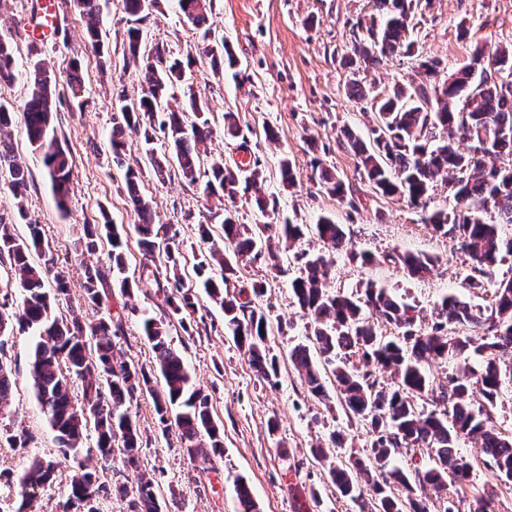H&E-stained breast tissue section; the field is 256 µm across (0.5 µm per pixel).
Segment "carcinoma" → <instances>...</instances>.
Masks as SVG:
<instances>
[{"label": "carcinoma", "mask_w": 512, "mask_h": 512, "mask_svg": "<svg viewBox=\"0 0 512 512\" xmlns=\"http://www.w3.org/2000/svg\"><path fill=\"white\" fill-rule=\"evenodd\" d=\"M81 14L89 18L83 33L88 49L103 57L99 27V0H72ZM374 14L361 27L344 61L359 69H372L382 59L404 54L413 56L409 41L414 28L413 0H373ZM156 0H123L125 50L128 60L144 63L141 95L122 99L119 121L112 127L111 147L120 156L129 134L149 146L147 158L154 176L163 180L171 168L194 183L206 177L205 191L224 197V208L210 220L224 228V248H212L198 266V275L216 266L221 276L202 281L211 300L224 313V329L244 349L249 362L263 379L277 374L276 357L267 340L271 320L254 299L264 286L251 284L253 298L240 299L231 293L237 288V264L244 258L262 254L277 259V239L289 243L311 230L323 242L344 251L363 265L377 262L367 251L348 247L342 225L322 216L312 226L293 224H242L237 218V198L262 178L258 160L248 168L231 167L215 159L201 170L198 145L211 141L215 132L205 113L208 107L193 90H188L186 107L172 108L169 92L184 80L185 65L169 59L159 44L146 46L140 27ZM185 19L199 34L198 49L208 57L214 73L237 66V59L224 37L215 35L208 25L211 0H179ZM28 71L30 91L22 109L27 139L42 158L60 213L67 212L72 190L70 150L56 135L52 113L62 103L63 94L56 73L37 58ZM89 60L73 58L65 70L70 90L81 87ZM416 74L407 84H397L375 108L376 122L369 141L352 130L344 132L342 146L353 153L356 166L384 196L398 195L412 207L426 206L429 191L438 176H452L455 208L428 214L426 223L440 235L457 242L468 261L465 281L468 288L483 290L492 280L503 241L496 224H486L479 212L493 209L502 224H512V51L501 50L490 56L475 45L468 63L447 74L437 59L416 60ZM16 79L12 39L0 35V85ZM193 114L190 121L187 114ZM14 108L0 102V171L8 173V184L15 196L29 187V172L14 155L4 129L12 123ZM162 134L168 151L158 157L150 144ZM224 138L238 141L237 149L249 153V145L234 116H224ZM470 143L462 153L456 142ZM498 155L511 158L504 166H487ZM314 179L320 188L339 201L346 200L345 183L322 159L313 163ZM143 173L128 169L125 178L127 200L135 215L138 248L145 260L159 249L161 227L154 224L151 206L140 194ZM348 201V200H346ZM354 206L353 201H348ZM106 236L109 271L98 267L85 271L83 305L101 308L108 299V283L128 295L133 287L157 288L164 296V317L142 320L143 333L154 353L155 369L146 370L133 363L117 361L114 338L123 331L122 320L100 317L89 320L81 308L69 300L65 276L55 271V259L44 256L31 261L32 253L42 251L39 224L28 223V235H15L10 226L0 223V256L10 260L17 288L23 296L18 311L0 307V341L11 339L14 330L35 336L30 357V376L36 398L56 432L62 452L81 448L88 423H93L95 449L100 459L112 460L120 452L123 481L110 483L94 470L78 464L65 504L66 512H100V501L116 493L132 498L134 512H163L157 481L141 470V454L148 440L128 405L140 395L151 397L157 426L165 435L178 432L183 451L191 458L223 454L224 431L214 418L209 395L198 387L181 354L168 340L172 321L185 323L195 312L192 287L178 275L161 282L143 265L139 278L125 275L127 260L124 240L118 227H87L82 249L93 253L98 240ZM403 270L412 278L432 272L433 260L413 253L396 255ZM330 262L323 256L304 261L301 275L291 281L296 304L313 320L311 344L299 343L289 353L291 362L311 395L326 399L323 371L334 377L336 393L345 412L368 429L371 440L366 459H355L331 470L339 494L358 504L365 512V496H371L376 512H430V496L443 499L444 512H461L463 497L446 496L448 484L467 485L474 465L482 464L500 478L512 481V434L495 428L494 410L506 386L512 385V280L496 285L495 304L490 314L455 295L444 297L430 325L416 313V307L372 281L362 285L357 295L332 294L327 277ZM54 279L56 288L45 283ZM374 313L394 327L396 335L382 336L367 322L366 312ZM473 325L484 329L477 336L461 328ZM360 356L364 368L350 363ZM431 359L457 364L448 383L434 384L425 370ZM388 370L394 381L379 384L375 370ZM13 373L0 360V413L8 409L13 389ZM80 399L73 400V389ZM431 409H426L425 405ZM462 439L479 444L481 456L474 460L461 454ZM426 450L431 464L425 468L404 469L393 464L398 456L416 449ZM16 479L20 504L26 512L37 491L56 483V466L51 461L32 458L18 475L0 471V478ZM238 512H258V503L244 478L235 485Z\"/></svg>", "instance_id": "1"}]
</instances>
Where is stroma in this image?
Segmentation results:
<instances>
[{"instance_id":"stroma-1","label":"stroma","mask_w":512,"mask_h":512,"mask_svg":"<svg viewBox=\"0 0 512 512\" xmlns=\"http://www.w3.org/2000/svg\"><path fill=\"white\" fill-rule=\"evenodd\" d=\"M36 0H0V33L17 32L15 43L18 78L0 85V101L21 108L28 92L30 39L25 33L33 20ZM100 27L106 70L89 66L83 73L78 96L64 95L54 113L58 137L72 157V192L67 213H60L46 179L39 155L27 140L21 119L7 132L20 161L30 171L23 199H15L8 177L0 172V217L12 224L15 234L28 232L36 221L55 262L68 276L71 301H81L85 266L105 267L109 244L97 253L82 252L84 227L103 220L123 226L128 233V274L139 277L143 258L132 233L134 216L124 192L128 169L147 167L146 147L128 138L121 155L110 145L112 125L118 116L119 96L136 97L141 91L135 72H123V39L126 27L122 0H99ZM372 0H215L209 22L223 35L238 61L237 71H226L214 80L210 62L199 54L198 37L185 23L178 0H160L143 21L149 43L164 45L178 59H190L188 83L209 105L207 117L214 130L224 127L225 113H234L249 140L251 154L260 163L263 181L259 193L278 200L277 215L262 216L252 196L237 203L241 223H276L287 218L296 224H314L332 216L343 224L355 250L377 255L413 252L432 257L435 267L422 279L408 277L400 265L380 263L361 266L308 233L283 251L278 267L269 260H244L238 265L241 281L264 286L260 305L269 313L273 333L268 344L278 357V376L267 382L257 377L243 350L224 330V314L196 289L197 311L186 325L172 324L169 337L175 349L210 397L213 415L224 428V454L213 461L190 460L177 432L161 435L155 428L149 396L134 399L129 407L149 438L142 454L144 469L154 474L167 512H237L235 482L245 478L262 512H358L340 497L329 470L349 458L366 457L370 436L351 420L336 398L322 400L303 385L288 357L294 345L307 342L312 322L299 310L290 290L298 275L300 254L322 255L332 262L328 278L331 293L351 294L366 281H374L434 318L436 306L447 295L488 307L490 293H474L464 281L463 259L454 242L428 228L425 218L434 210H452L455 202L445 179H437L426 209H414L396 196L376 192L356 167L353 156L340 142L343 129L368 136L375 122L373 112L362 109L348 96L350 82L386 93L414 75L415 58L440 59L446 71L467 63L474 45L487 50L512 47V0H420L415 11L413 57L393 56L373 70L352 71L341 61L348 52L357 23L369 20ZM63 31L55 42L42 45V57L55 68L70 58L84 56V18L62 5ZM289 159L298 183L290 190L280 183L279 166ZM349 185L354 205L339 202L312 181L314 159ZM143 196L150 202L157 223L180 248V271L185 282L196 280L195 267L210 243H221L220 225H212L210 242H203L198 226L210 213L221 210L218 197L204 194L202 183L180 177L160 182L144 175ZM161 296L141 292L125 295L113 291L100 310H87L89 319L99 315L122 318L124 335L116 349L127 361L146 367L153 353L141 331L143 315L160 316ZM34 339L17 334L10 340L5 361L11 366L15 387L9 411L0 415V431L23 430L33 442L21 453L0 443V470L21 473L31 456L56 462L58 481L40 492L35 512H59L74 471L75 459L97 465L94 438H87L77 457L63 455L40 405L29 374V354ZM343 432L342 447L331 446L332 432ZM329 448L325 460H314L316 445ZM471 484L480 500H467V512H512V488L492 472L475 468Z\"/></svg>"}]
</instances>
